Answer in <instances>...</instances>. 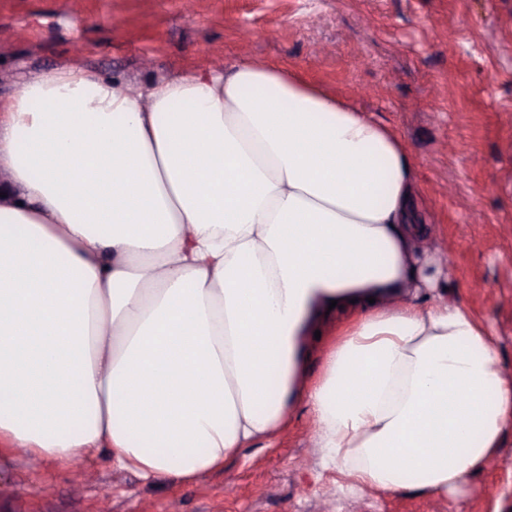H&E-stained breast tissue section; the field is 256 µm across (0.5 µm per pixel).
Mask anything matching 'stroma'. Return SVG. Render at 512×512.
Segmentation results:
<instances>
[{
  "mask_svg": "<svg viewBox=\"0 0 512 512\" xmlns=\"http://www.w3.org/2000/svg\"><path fill=\"white\" fill-rule=\"evenodd\" d=\"M0 0V101L19 77L77 65L142 82L219 55L274 61L390 125L409 144L419 209L453 268L449 298L498 340L512 374V0ZM327 48L315 56L316 44ZM150 65H143V58ZM299 416L194 482L155 481L83 459L0 451V512H512V433L496 466L448 494L348 490Z\"/></svg>",
  "mask_w": 512,
  "mask_h": 512,
  "instance_id": "35a3bbf8",
  "label": "stroma"
}]
</instances>
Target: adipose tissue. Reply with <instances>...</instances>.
Returning <instances> with one entry per match:
<instances>
[{"label": "adipose tissue", "mask_w": 512, "mask_h": 512, "mask_svg": "<svg viewBox=\"0 0 512 512\" xmlns=\"http://www.w3.org/2000/svg\"><path fill=\"white\" fill-rule=\"evenodd\" d=\"M415 167L276 64L30 75L0 105V443L192 481L303 412L356 485L455 490L512 377L446 298Z\"/></svg>", "instance_id": "1"}]
</instances>
